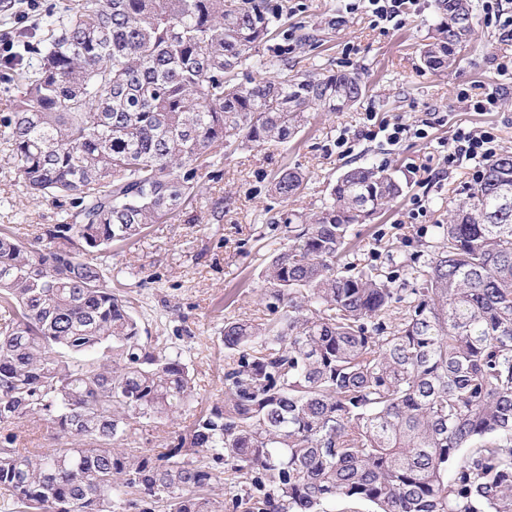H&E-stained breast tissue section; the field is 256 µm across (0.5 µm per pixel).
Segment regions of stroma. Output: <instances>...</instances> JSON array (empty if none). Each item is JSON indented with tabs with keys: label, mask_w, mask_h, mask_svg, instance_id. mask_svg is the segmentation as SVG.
Instances as JSON below:
<instances>
[{
	"label": "stroma",
	"mask_w": 512,
	"mask_h": 512,
	"mask_svg": "<svg viewBox=\"0 0 512 512\" xmlns=\"http://www.w3.org/2000/svg\"><path fill=\"white\" fill-rule=\"evenodd\" d=\"M434 0H419L401 24L374 23L371 13H347L342 0H288V62L295 72L346 70L367 86L362 101L344 112H313L288 143L270 149L244 148L224 158V177L207 183L196 208L153 225L133 243L112 247L110 286L132 292L137 315L152 338L184 350L195 380V410L206 411L224 394V345L219 331L229 319L262 317L261 271L268 257L288 242L286 217L319 210L328 185L350 166L384 168L404 184V194L378 218L353 225L350 261L395 273L405 281L408 266L422 264V228L445 223L464 200L482 169L466 161L442 170V158L455 129L492 131L499 153L512 154V40L488 19L484 0H472L475 33L455 68L433 74L423 69L419 48L437 19ZM313 37L299 46L301 34ZM496 106L476 112L456 98L457 89ZM402 117L416 126L428 122L426 137L413 131L397 145L368 140V112ZM350 151L339 155L337 139ZM307 175L302 194L279 200L272 191L284 167ZM427 214L416 223L407 215L414 198ZM50 202L23 194L19 175L0 148V225L21 232L28 224H53Z\"/></svg>",
	"instance_id": "35a3bbf8"
}]
</instances>
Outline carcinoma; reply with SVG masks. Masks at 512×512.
<instances>
[{
	"instance_id": "cac0c4a2",
	"label": "carcinoma",
	"mask_w": 512,
	"mask_h": 512,
	"mask_svg": "<svg viewBox=\"0 0 512 512\" xmlns=\"http://www.w3.org/2000/svg\"><path fill=\"white\" fill-rule=\"evenodd\" d=\"M434 7L420 60L445 71L473 5ZM286 16L288 0H69L0 60L7 161L60 208L31 241L0 229L4 512H512L511 154L432 225L412 288L344 260L350 226L403 193L373 165L345 170L288 219L266 318L224 322V399L162 451L130 447L191 409L194 380L143 337L101 256L193 205L224 149L284 144L366 94L355 72L288 73ZM263 49L277 72L258 80ZM305 180L283 168L273 190L286 202ZM24 420L79 446L30 448Z\"/></svg>"
}]
</instances>
